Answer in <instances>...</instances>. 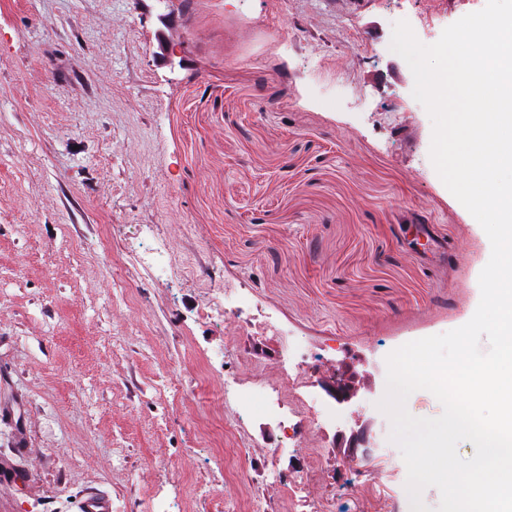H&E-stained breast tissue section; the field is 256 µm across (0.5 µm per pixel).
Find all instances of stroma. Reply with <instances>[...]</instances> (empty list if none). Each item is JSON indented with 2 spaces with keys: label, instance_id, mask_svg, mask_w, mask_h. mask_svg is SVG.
Listing matches in <instances>:
<instances>
[{
  "label": "stroma",
  "instance_id": "stroma-1",
  "mask_svg": "<svg viewBox=\"0 0 512 512\" xmlns=\"http://www.w3.org/2000/svg\"><path fill=\"white\" fill-rule=\"evenodd\" d=\"M485 4L171 0L168 28L154 0H0V512H411L386 357L471 319L491 244L392 26L430 45ZM226 284L248 307L198 319ZM292 336L315 398L355 377L328 423L282 380ZM255 382L279 418L222 413ZM360 419L368 460L339 449Z\"/></svg>",
  "mask_w": 512,
  "mask_h": 512
}]
</instances>
